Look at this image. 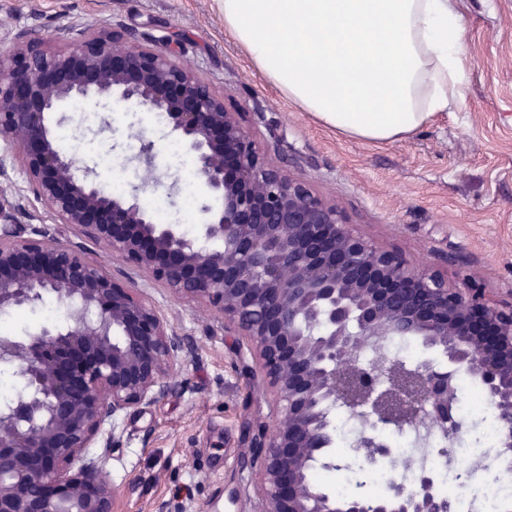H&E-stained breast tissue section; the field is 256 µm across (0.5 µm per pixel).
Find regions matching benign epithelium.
<instances>
[{
	"label": "benign epithelium",
	"mask_w": 512,
	"mask_h": 512,
	"mask_svg": "<svg viewBox=\"0 0 512 512\" xmlns=\"http://www.w3.org/2000/svg\"><path fill=\"white\" fill-rule=\"evenodd\" d=\"M64 46L15 34L0 50V178L19 169L57 224H68L106 255L172 294L201 305L247 341L269 402V418L245 423L262 512H445L424 470L377 500L338 501L307 479L333 466L330 412L352 410L364 425L465 428L454 381L480 382L512 447V300L492 302L474 278L439 272L384 249L348 224L336 202L279 167L164 36L152 45L122 23L71 30ZM109 99L113 109L161 113L192 156L196 180L220 207L201 206L195 236L158 224L140 203L163 185L155 143L139 133V182L105 193L93 170L56 144L48 117L73 99ZM221 242V248L208 244ZM53 294L68 308L63 326L27 343L0 336V364L18 368L24 392L0 404V512H118L102 472L128 409L164 396L189 352L186 337L156 308L44 227L25 231L0 206V314ZM414 338L441 348L448 365L410 368L383 359L363 365L374 342ZM110 425L102 437L104 425ZM102 443L97 455L88 449ZM355 447L387 458L389 446L363 433Z\"/></svg>",
	"instance_id": "7a95c632"
}]
</instances>
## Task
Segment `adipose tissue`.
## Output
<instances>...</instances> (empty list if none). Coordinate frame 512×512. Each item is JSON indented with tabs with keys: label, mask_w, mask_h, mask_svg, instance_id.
<instances>
[{
	"label": "adipose tissue",
	"mask_w": 512,
	"mask_h": 512,
	"mask_svg": "<svg viewBox=\"0 0 512 512\" xmlns=\"http://www.w3.org/2000/svg\"><path fill=\"white\" fill-rule=\"evenodd\" d=\"M221 2L254 67L340 135L401 140L462 98L459 0Z\"/></svg>",
	"instance_id": "adipose-tissue-1"
}]
</instances>
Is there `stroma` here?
I'll use <instances>...</instances> for the list:
<instances>
[{"label":"stroma","instance_id":"obj_1","mask_svg":"<svg viewBox=\"0 0 512 512\" xmlns=\"http://www.w3.org/2000/svg\"><path fill=\"white\" fill-rule=\"evenodd\" d=\"M467 81L459 109L391 143L353 140L299 111L250 63L224 30L218 0H0V47L26 30L52 38L76 27L136 29L143 43L171 35L185 60L241 112L247 130L271 145L285 169L336 200L347 221L376 245L461 281L475 278L496 301L512 299V0H461ZM68 115L70 154L98 176L135 182L128 161L139 147L131 129L164 146L167 125L142 112H116L88 100ZM0 206L37 215L62 242L82 243L116 280L155 305L193 352L173 388L155 403L129 409L105 479L120 490V512H260L257 479L247 458L245 423L265 421L269 407L246 341L231 330L208 332L196 302L180 299L126 264L104 259L92 242L55 223L32 193L0 194ZM55 296L0 316V336L29 341L63 323Z\"/></svg>","mask_w":512,"mask_h":512}]
</instances>
